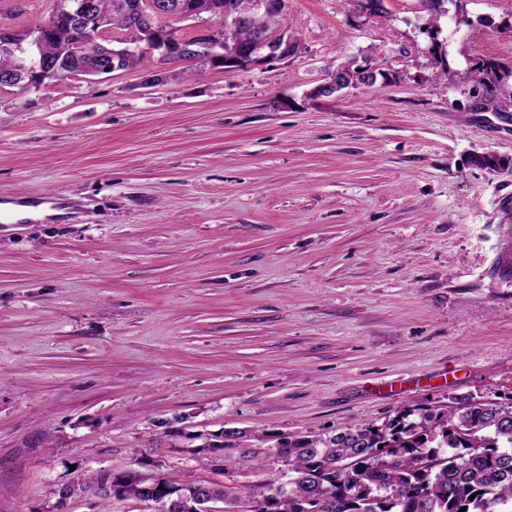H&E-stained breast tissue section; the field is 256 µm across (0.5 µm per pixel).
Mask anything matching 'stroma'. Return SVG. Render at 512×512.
<instances>
[{"label": "stroma", "instance_id": "1", "mask_svg": "<svg viewBox=\"0 0 512 512\" xmlns=\"http://www.w3.org/2000/svg\"><path fill=\"white\" fill-rule=\"evenodd\" d=\"M384 6L287 0L296 52L235 70L0 89V198L67 209L0 218V512L115 464L223 481L199 433L512 396V172L473 162L512 163V0ZM349 61L388 79L310 98Z\"/></svg>", "mask_w": 512, "mask_h": 512}]
</instances>
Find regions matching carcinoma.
I'll use <instances>...</instances> for the list:
<instances>
[{
	"label": "carcinoma",
	"mask_w": 512,
	"mask_h": 512,
	"mask_svg": "<svg viewBox=\"0 0 512 512\" xmlns=\"http://www.w3.org/2000/svg\"><path fill=\"white\" fill-rule=\"evenodd\" d=\"M132 0H97L98 13L110 20L137 52L126 55L121 69L141 65L143 49L163 39L189 49L183 62L198 60L195 38L164 19L150 22L130 13ZM47 26L38 57L56 66L58 83L85 76L91 67L110 74L109 50L102 61L76 54L77 44L94 35L91 24H78L57 11ZM284 28V10L256 12L216 33L222 56L258 48L260 38ZM28 62L0 51V77L20 76ZM212 468L222 483L187 476L178 481L125 469L99 471L81 485L66 486L69 496L95 490L103 498L151 499L156 512H191V497L223 499L224 512H512V397L505 402L462 396L450 408L427 405L404 410L380 425L342 429L328 435H281L271 448L268 436L223 430L203 438ZM257 478L243 496L234 477Z\"/></svg>",
	"instance_id": "1"
}]
</instances>
